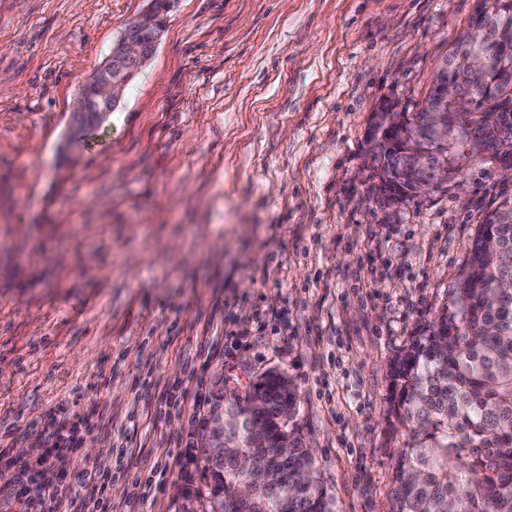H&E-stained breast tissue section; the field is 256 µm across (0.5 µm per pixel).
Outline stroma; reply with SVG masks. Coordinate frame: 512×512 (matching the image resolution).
<instances>
[{
  "label": "stroma",
  "mask_w": 512,
  "mask_h": 512,
  "mask_svg": "<svg viewBox=\"0 0 512 512\" xmlns=\"http://www.w3.org/2000/svg\"><path fill=\"white\" fill-rule=\"evenodd\" d=\"M149 0H0V471L204 502V416L269 371L331 512H388L391 373L446 304L512 156L384 205L367 136L417 111L476 0H174L104 123L72 106ZM195 360L186 369V357ZM68 416L55 450L42 433ZM172 462L167 474L157 463ZM108 477L109 468L103 462L93 463L78 476L79 482L97 493L94 507L98 512H112V480Z\"/></svg>",
  "instance_id": "stroma-1"
}]
</instances>
